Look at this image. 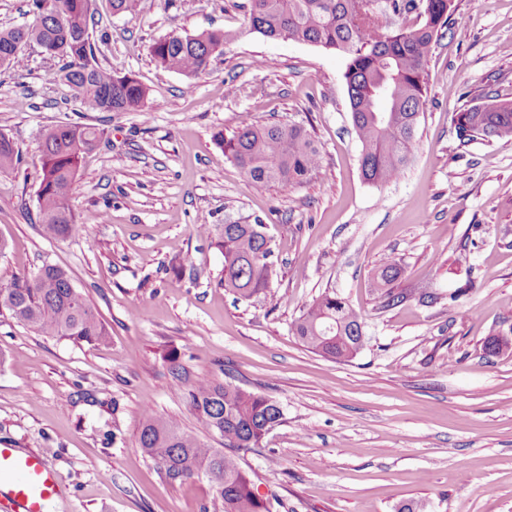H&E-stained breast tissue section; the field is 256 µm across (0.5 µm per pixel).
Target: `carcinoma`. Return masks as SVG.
Instances as JSON below:
<instances>
[{"instance_id": "1", "label": "carcinoma", "mask_w": 512, "mask_h": 512, "mask_svg": "<svg viewBox=\"0 0 512 512\" xmlns=\"http://www.w3.org/2000/svg\"><path fill=\"white\" fill-rule=\"evenodd\" d=\"M94 4L31 0L30 22L0 30V68L18 63L17 46L45 45L51 56L65 60L48 81L65 82L86 111L146 113L144 87L97 60L88 32ZM454 10L455 0H248L246 19L250 30L264 37L320 44L344 55L351 118L361 142V173L369 183L385 184L396 180L411 158L425 104V64ZM409 13L417 14L416 25H395ZM234 37L224 29L172 34L154 42L151 52L163 69L194 79ZM456 129L464 143L512 137V102L468 107L457 113ZM100 139L97 128L84 124L57 125L44 135L38 192L44 236L65 240L82 234L69 200L82 158ZM215 142L257 191L274 184L284 189L301 184L322 161L311 134L296 124L244 119L230 137L217 133ZM19 161L14 146L0 139V172ZM196 232L224 254L220 283L226 291L238 299L259 294L273 299L270 239L263 224H205ZM400 274L399 260L388 258L375 286L386 307L407 298L392 287ZM0 309L43 336L88 344L105 343L110 336L67 273L52 265L1 286ZM293 334L324 357L349 361L360 350L362 317L336 293L326 292L295 321ZM185 395L198 426L220 438L222 447H211L178 422L147 409L139 421V448L168 483L207 482L221 512H271L267 499L239 466L236 452L261 445L282 417L280 406L266 395L209 377L197 378Z\"/></svg>"}]
</instances>
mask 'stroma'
Listing matches in <instances>:
<instances>
[{"label": "stroma", "instance_id": "obj_1", "mask_svg": "<svg viewBox=\"0 0 512 512\" xmlns=\"http://www.w3.org/2000/svg\"><path fill=\"white\" fill-rule=\"evenodd\" d=\"M428 59L426 101L402 176H361L345 60L306 42L249 32L234 0H97L99 62L148 92L137 112H87L48 83L59 58L31 43L0 68V133L21 162L0 172V283L50 264L108 325L105 344L41 336L0 309V448L43 456L67 494L58 512H202L206 482L172 485L138 446L144 408L197 431L174 388L207 375L269 396L283 417L241 451L272 512H512V139L460 143L455 115L512 102V0H456ZM234 31L195 81L164 70L152 44L172 33ZM303 125L322 163L310 181L253 190L214 143L242 119ZM103 133L70 198L85 236L47 239L38 218L40 144L62 123ZM261 220L278 303L235 299L224 258L194 225ZM400 260L382 307L374 280ZM333 291L363 317L348 362L292 333ZM117 432L114 442L104 436ZM401 265L397 258L389 257L382 266L381 273L376 281L375 290L383 299L384 307L394 306L407 299V295L401 292L396 293L392 286L394 281L401 274Z\"/></svg>", "mask_w": 512, "mask_h": 512}]
</instances>
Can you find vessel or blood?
Here are the masks:
<instances>
[{
	"label": "vessel or blood",
	"instance_id": "1",
	"mask_svg": "<svg viewBox=\"0 0 512 512\" xmlns=\"http://www.w3.org/2000/svg\"><path fill=\"white\" fill-rule=\"evenodd\" d=\"M0 482L9 485L17 512H43L45 502L62 491L46 460L19 456L9 448H0Z\"/></svg>",
	"mask_w": 512,
	"mask_h": 512
}]
</instances>
